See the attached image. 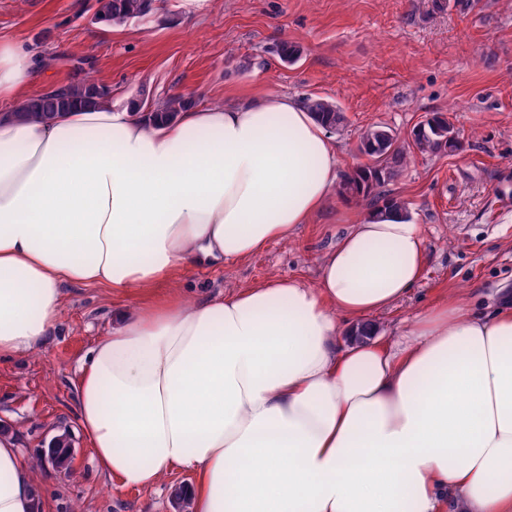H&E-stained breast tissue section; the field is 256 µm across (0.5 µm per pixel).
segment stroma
<instances>
[{"mask_svg":"<svg viewBox=\"0 0 512 512\" xmlns=\"http://www.w3.org/2000/svg\"><path fill=\"white\" fill-rule=\"evenodd\" d=\"M96 0H0V34L24 44L45 83L93 77L116 103L143 110L183 95L226 103L269 91L333 102L345 121L333 136L340 169L363 163L359 136L382 125L399 137L434 113L460 135L453 154L415 155L386 186L405 202L425 241L417 285L377 315L383 339L441 296L470 294L474 307L512 291V0H480L471 10L448 0H154L120 27L96 23ZM291 42L300 58L277 50ZM366 203L330 197L311 223L239 263L194 266L176 283L205 299L275 277L317 283L320 256L367 214ZM150 297L94 285L64 287L60 321L38 352L0 360V424L29 456L55 436L72 441L71 476L41 468L50 512H176L178 472L149 491L116 489L76 422V384L89 350L112 321Z\"/></svg>","mask_w":512,"mask_h":512,"instance_id":"35a3bbf8","label":"stroma"}]
</instances>
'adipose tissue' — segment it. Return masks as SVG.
<instances>
[{
    "mask_svg": "<svg viewBox=\"0 0 512 512\" xmlns=\"http://www.w3.org/2000/svg\"><path fill=\"white\" fill-rule=\"evenodd\" d=\"M40 70L0 39V359L37 352L68 283L147 292L310 223L339 149L296 98L103 101L17 113ZM425 262L419 225L367 217L318 263L217 298L128 310L88 352L77 420L100 469L190 512H512V305L453 293L392 349L364 335ZM35 464L0 438V512H34Z\"/></svg>",
    "mask_w": 512,
    "mask_h": 512,
    "instance_id": "obj_1",
    "label": "adipose tissue"
}]
</instances>
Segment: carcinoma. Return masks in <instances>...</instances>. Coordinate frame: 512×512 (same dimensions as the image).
Here are the masks:
<instances>
[{
	"label": "carcinoma",
	"instance_id": "1",
	"mask_svg": "<svg viewBox=\"0 0 512 512\" xmlns=\"http://www.w3.org/2000/svg\"><path fill=\"white\" fill-rule=\"evenodd\" d=\"M148 7L149 0H97L96 19L120 26L144 15ZM109 96L110 90L105 86L100 88L85 80L73 82L57 93H45L29 99L19 116L29 118L59 114L77 103L94 105ZM192 105L193 99L176 96L152 110V113L162 120H172ZM306 107L329 128H337L344 122L343 113L338 107L323 98L307 99ZM410 137L411 140L402 142L385 126L365 130L360 136L358 150L366 162L343 175L339 193L346 198L369 202L370 212L378 215L389 211H406L404 202L381 194L379 188L400 176L413 150L421 154H439L451 153L460 148L457 131L448 118L440 113L434 114L424 127L412 130ZM70 448L65 435L58 436L47 448L57 471L67 473L72 470L73 455Z\"/></svg>",
	"mask_w": 512,
	"mask_h": 512
}]
</instances>
